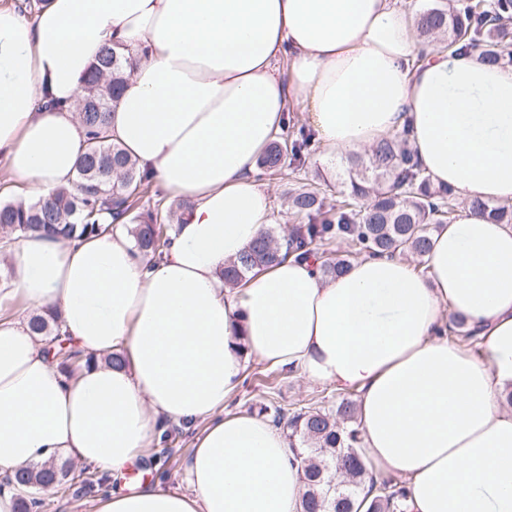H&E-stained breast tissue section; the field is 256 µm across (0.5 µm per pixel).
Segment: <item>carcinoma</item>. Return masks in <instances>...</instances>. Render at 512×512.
I'll return each mask as SVG.
<instances>
[{
	"instance_id": "1",
	"label": "carcinoma",
	"mask_w": 512,
	"mask_h": 512,
	"mask_svg": "<svg viewBox=\"0 0 512 512\" xmlns=\"http://www.w3.org/2000/svg\"><path fill=\"white\" fill-rule=\"evenodd\" d=\"M417 31L426 40H440L447 50L474 49L488 63L512 62V0H463L454 7L446 0H433L420 12ZM130 68L131 59L119 46L102 48L78 98L86 148L72 186L27 205L0 203L1 239L29 233L61 238L99 235L109 229L110 218L132 225L136 245L162 256L171 239L172 211L146 206L151 179L109 134V116ZM314 148L313 135L289 123L260 157L258 169L270 176L288 172V207L302 223L293 225L287 253L321 261L323 275L332 276L349 264L347 259L329 257L330 247L338 241L346 244L350 256L422 258L438 227L455 219L460 203L450 190L431 183L415 159L407 131L380 140L366 156L352 161L347 188L330 209L323 184L303 182L306 158ZM471 207L494 223L512 224V205L477 200ZM280 260L281 243L269 229L224 270V281L238 285L247 273ZM30 325L46 338V353L61 370L91 361L61 336L58 313L34 315ZM357 415L355 401L342 397L334 405L309 407L287 418L289 446L303 464V512H360L362 507L365 512H404L405 487L368 475ZM69 475L65 465L17 473L12 484L23 493L20 512L39 506L40 490L67 484ZM366 484L375 492L369 502L361 497Z\"/></svg>"
}]
</instances>
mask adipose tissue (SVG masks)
I'll use <instances>...</instances> for the list:
<instances>
[{
    "instance_id": "adipose-tissue-1",
    "label": "adipose tissue",
    "mask_w": 512,
    "mask_h": 512,
    "mask_svg": "<svg viewBox=\"0 0 512 512\" xmlns=\"http://www.w3.org/2000/svg\"><path fill=\"white\" fill-rule=\"evenodd\" d=\"M403 0H46L0 6V162L29 203L74 178L75 100L104 46L133 56L113 140L187 201L160 257L127 229L0 243L26 314L0 313V474L67 458L112 478L165 426L196 431L186 490L108 489L88 512H300L301 463L280 428L227 402L244 357L355 392L369 464L406 512H512V64L421 40ZM327 153L409 129L460 207L422 264L363 257L327 277L288 257L224 283L273 221L256 162L285 117ZM59 312L84 356L65 373L29 312ZM481 339H448L449 318ZM120 364H111V356ZM472 209L487 216L494 223L512 224V205L473 201Z\"/></svg>"
}]
</instances>
